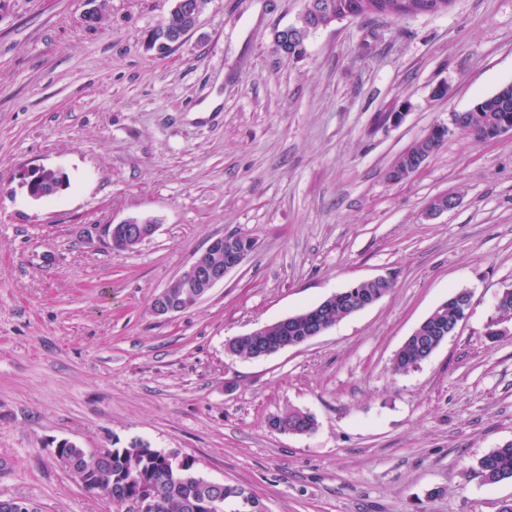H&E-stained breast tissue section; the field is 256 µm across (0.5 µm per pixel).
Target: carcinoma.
I'll use <instances>...</instances> for the list:
<instances>
[{
    "instance_id": "1",
    "label": "carcinoma",
    "mask_w": 512,
    "mask_h": 512,
    "mask_svg": "<svg viewBox=\"0 0 512 512\" xmlns=\"http://www.w3.org/2000/svg\"><path fill=\"white\" fill-rule=\"evenodd\" d=\"M484 101L485 109L471 114L467 123L468 135L478 141L483 140L487 127L497 120L512 118V95L505 99L493 94L484 98ZM392 288L390 281L385 284L359 282L336 292L335 298L326 303L322 313L325 328L345 318L348 307L362 300H379ZM464 299L465 295L456 291L427 316L424 323L415 329V335L405 340L402 350L393 359L394 373L404 374L417 368L425 353L440 346L436 327L441 323L449 325L458 322ZM278 341V327L274 326L265 336H245L236 340L228 348V353L248 357L255 350L276 348ZM271 425L280 431L303 435L314 429L315 421L307 412L302 416L290 413L276 416ZM63 455L67 460H58L62 467L74 466L81 470L89 468L96 472L97 480L85 485L86 491L102 490L117 503L139 495L147 487L152 488L157 497L155 512H212L211 505L215 499L224 501L242 494L235 486L226 485L221 491L208 486V480L199 475L193 459L185 458L181 467L169 464L168 458H175L177 454L152 449L137 441L126 448H114L94 459L87 458L74 445L67 447ZM477 468L489 483L512 479V442L489 450L478 459Z\"/></svg>"
}]
</instances>
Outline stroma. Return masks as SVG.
<instances>
[{
    "label": "stroma",
    "instance_id": "1",
    "mask_svg": "<svg viewBox=\"0 0 512 512\" xmlns=\"http://www.w3.org/2000/svg\"><path fill=\"white\" fill-rule=\"evenodd\" d=\"M96 5L103 23L86 27ZM306 0H209L172 51L171 0H0V499L115 512L54 458L141 441L242 489L224 512H501L512 480L476 468L512 441V133L456 134L408 179L395 160L512 82V0L347 19L299 57L275 31ZM444 95H435L438 86ZM402 113L393 122L392 113ZM70 185L31 201L18 170ZM457 207L435 219L439 194ZM153 220L117 253L109 225ZM254 252L198 304L155 295L212 239ZM375 304L255 360L227 340L374 277ZM466 318L417 369L392 360L455 291ZM312 414L306 435L273 428Z\"/></svg>",
    "mask_w": 512,
    "mask_h": 512
}]
</instances>
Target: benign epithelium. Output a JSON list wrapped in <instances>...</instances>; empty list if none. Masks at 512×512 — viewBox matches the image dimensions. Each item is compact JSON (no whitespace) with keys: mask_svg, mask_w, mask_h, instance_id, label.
<instances>
[{"mask_svg":"<svg viewBox=\"0 0 512 512\" xmlns=\"http://www.w3.org/2000/svg\"><path fill=\"white\" fill-rule=\"evenodd\" d=\"M454 0L444 3L442 0H387L382 14L394 18H402L411 12L439 13L451 7ZM171 17H183L190 25L179 27L162 34L149 36L147 46L159 52L170 50L179 45L188 35L200 26L201 14L192 0H172L169 10ZM331 16L324 14L322 6L314 0L305 7L299 23L281 29L275 34V43L280 52L288 50L290 45L304 46L307 33L318 27L328 26ZM467 113L454 112L449 115L448 122L432 126L423 137L429 145H434L437 136L444 132L448 135L464 131ZM20 186L25 189L29 198L41 202L59 196L67 186V174L60 168L36 166L19 172ZM457 198L453 194L437 196L427 208L426 217L431 219L439 214L455 208ZM156 225L138 218H129L108 228L111 239L122 242L128 249L134 250L155 232ZM256 241L248 236H221L213 239L206 251H217L224 254V264L210 265L199 256L190 265L182 269L178 275L164 287L154 298L153 311L157 315H168L182 312L203 299L232 270L242 265L251 254ZM126 512H153L152 496L142 493L124 503Z\"/></svg>","mask_w":512,"mask_h":512,"instance_id":"obj_1","label":"benign epithelium"}]
</instances>
